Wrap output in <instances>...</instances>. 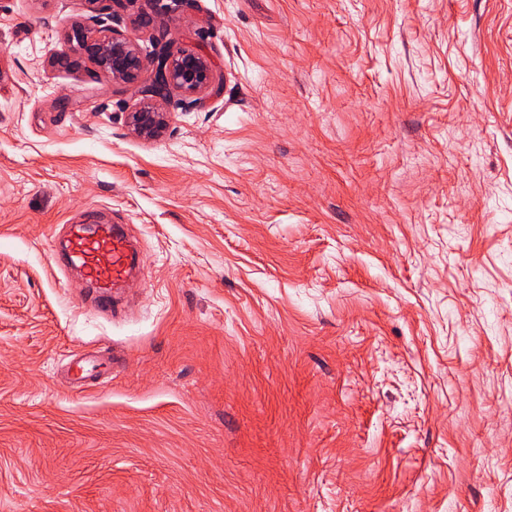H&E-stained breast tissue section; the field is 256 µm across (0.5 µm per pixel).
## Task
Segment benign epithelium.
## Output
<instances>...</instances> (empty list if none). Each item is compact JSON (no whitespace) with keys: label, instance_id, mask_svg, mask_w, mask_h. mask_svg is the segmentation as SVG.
Here are the masks:
<instances>
[{"label":"benign epithelium","instance_id":"7a95c632","mask_svg":"<svg viewBox=\"0 0 512 512\" xmlns=\"http://www.w3.org/2000/svg\"><path fill=\"white\" fill-rule=\"evenodd\" d=\"M92 2L100 7L76 29V41L95 73L114 83L129 85L139 81L146 70L149 80L143 92L169 104L171 92L177 90L183 95L176 102L178 106L196 103L199 95L212 88L215 78L210 61L198 52L178 47L170 30H158L151 39L150 50L144 52L120 29L121 11L131 0ZM127 124L136 136L157 140L168 127V113L146 106L129 113Z\"/></svg>","mask_w":512,"mask_h":512}]
</instances>
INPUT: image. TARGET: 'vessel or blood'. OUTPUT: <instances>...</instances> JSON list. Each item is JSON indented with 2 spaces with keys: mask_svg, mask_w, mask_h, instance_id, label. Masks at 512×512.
I'll return each instance as SVG.
<instances>
[{
  "mask_svg": "<svg viewBox=\"0 0 512 512\" xmlns=\"http://www.w3.org/2000/svg\"><path fill=\"white\" fill-rule=\"evenodd\" d=\"M53 262L62 271L78 268L91 287L95 308L117 313L112 297L129 274L132 259L124 233L110 219L91 212L70 224L63 253Z\"/></svg>",
  "mask_w": 512,
  "mask_h": 512,
  "instance_id": "vessel-or-blood-1",
  "label": "vessel or blood"
}]
</instances>
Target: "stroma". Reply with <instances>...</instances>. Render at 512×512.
Returning <instances> with one entry per match:
<instances>
[{
	"label": "stroma",
	"instance_id": "35a3bbf8",
	"mask_svg": "<svg viewBox=\"0 0 512 512\" xmlns=\"http://www.w3.org/2000/svg\"><path fill=\"white\" fill-rule=\"evenodd\" d=\"M89 14L0 0V512H512V0H131L224 80L158 141ZM170 112H160L153 106H146L137 112H130L127 124L130 130L145 140L161 138L168 127ZM68 227L63 255L57 256L53 249L54 265L62 272L78 268L91 287L94 307L110 316L116 314L119 308L112 297L132 265L126 236L112 220L96 212Z\"/></svg>",
	"mask_w": 512,
	"mask_h": 512
}]
</instances>
